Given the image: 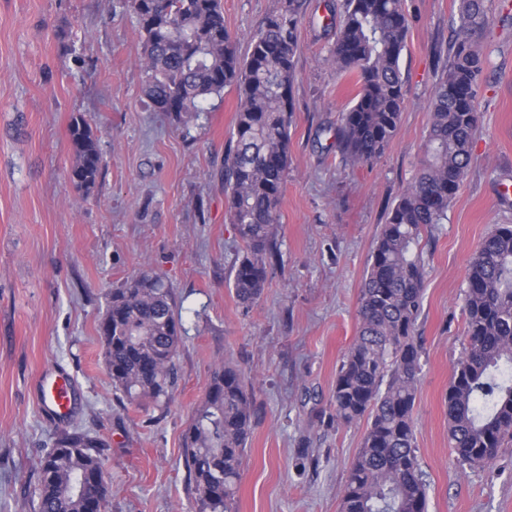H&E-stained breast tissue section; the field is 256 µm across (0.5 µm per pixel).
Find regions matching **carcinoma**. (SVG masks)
<instances>
[{"label":"carcinoma","instance_id":"cac0c4a2","mask_svg":"<svg viewBox=\"0 0 512 512\" xmlns=\"http://www.w3.org/2000/svg\"><path fill=\"white\" fill-rule=\"evenodd\" d=\"M493 0H459L448 68L428 102L425 156L382 225L361 286L359 328L336 371L330 402L336 423L366 421L351 461L340 512H427V483L414 417L423 349L417 336L426 275L421 242L447 217L471 163L478 126L475 100L482 44ZM143 35L145 94L182 124L229 88L238 106L224 157L231 223L244 244L233 268L239 303L261 296L276 259L278 205L288 176L294 112L297 32L306 0H280L250 38L248 52L224 25L222 0H125ZM334 29L329 58L358 91L338 116L333 144L349 165L377 160L395 137L406 95L400 57L409 20L404 0L326 4ZM74 185L89 194L102 174L97 138L81 115L69 126ZM465 336L444 402L448 441L460 471L492 469L512 443V225L496 224L471 258L464 289ZM173 289L142 272L112 289L98 324L104 361L117 398L167 408L177 375L181 318ZM255 417L244 373L224 362L183 436L193 512H236L244 452ZM105 441L77 427L60 431L38 464L34 512H58L69 487L83 482L67 512L105 507L109 486L91 480L104 466Z\"/></svg>","mask_w":512,"mask_h":512}]
</instances>
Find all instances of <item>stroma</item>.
Returning <instances> with one entry per match:
<instances>
[{"instance_id": "1", "label": "stroma", "mask_w": 512, "mask_h": 512, "mask_svg": "<svg viewBox=\"0 0 512 512\" xmlns=\"http://www.w3.org/2000/svg\"><path fill=\"white\" fill-rule=\"evenodd\" d=\"M278 3L223 0L240 50ZM405 7L397 133L378 160L351 166L320 130L357 87L328 59L324 0H308L277 260L247 307L232 288L243 244L224 192L236 91L175 124L145 96L142 36L122 0H0V512H32L39 460L61 429L35 392L50 366L77 382L70 424L108 444L107 512H191L183 434L223 361L244 372L256 408L237 512H340L365 426L337 424L329 394L358 330L377 235L424 156L427 103L457 27L458 0ZM483 53L471 164L424 248L415 416L428 512H512V446L494 470L459 471L444 406L464 342L469 262L493 225L512 224V193L502 192L512 186V8L494 10ZM76 115L105 162L88 195L70 177ZM144 271L172 284L182 318L164 412L115 397L98 332L107 294Z\"/></svg>"}]
</instances>
